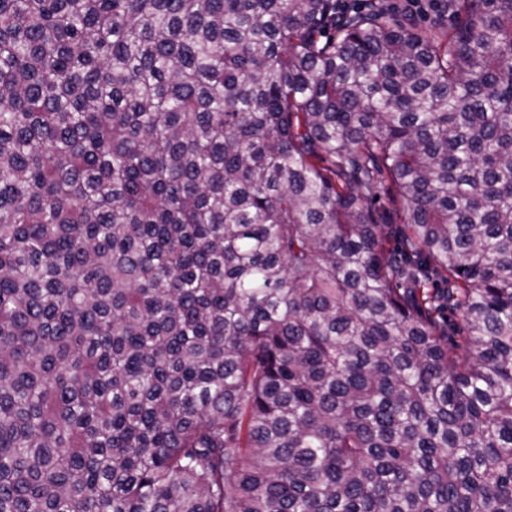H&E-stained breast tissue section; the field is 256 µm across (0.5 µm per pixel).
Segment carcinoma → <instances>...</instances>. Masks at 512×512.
<instances>
[{"label":"carcinoma","instance_id":"obj_1","mask_svg":"<svg viewBox=\"0 0 512 512\" xmlns=\"http://www.w3.org/2000/svg\"><path fill=\"white\" fill-rule=\"evenodd\" d=\"M447 9L0 0V512H512V0ZM387 3L398 5L400 10L404 13L411 15L420 21H424L427 25L436 21L440 22L442 28L447 29L451 24V18L447 15L445 1L429 2L427 0H389Z\"/></svg>","mask_w":512,"mask_h":512}]
</instances>
